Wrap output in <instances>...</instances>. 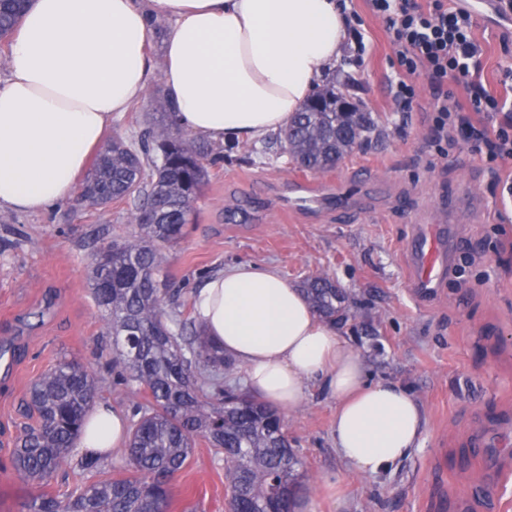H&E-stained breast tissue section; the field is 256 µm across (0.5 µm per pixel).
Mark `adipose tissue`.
Masks as SVG:
<instances>
[{
	"label": "adipose tissue",
	"mask_w": 512,
	"mask_h": 512,
	"mask_svg": "<svg viewBox=\"0 0 512 512\" xmlns=\"http://www.w3.org/2000/svg\"><path fill=\"white\" fill-rule=\"evenodd\" d=\"M171 28L163 78L178 125L221 142L285 127L347 46L339 0H31L0 79V210L73 198L90 153L152 80L153 22ZM203 336L245 371L249 391L294 410L308 382L336 399L338 455L356 473L390 470L418 448L426 419L403 386L369 380L360 355L275 270L239 264L193 294ZM127 420L95 411L84 454L122 447Z\"/></svg>",
	"instance_id": "ef3b65f1"
}]
</instances>
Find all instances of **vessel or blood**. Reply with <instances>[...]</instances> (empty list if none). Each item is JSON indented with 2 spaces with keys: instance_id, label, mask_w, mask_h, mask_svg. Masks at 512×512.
Wrapping results in <instances>:
<instances>
[{
  "instance_id": "1",
  "label": "vessel or blood",
  "mask_w": 512,
  "mask_h": 512,
  "mask_svg": "<svg viewBox=\"0 0 512 512\" xmlns=\"http://www.w3.org/2000/svg\"><path fill=\"white\" fill-rule=\"evenodd\" d=\"M288 206L294 210L317 212L333 208L344 214L349 210V201L344 193L333 195L317 194L311 191L307 179L294 176L288 188ZM416 226L405 247L413 258V274L416 288L429 293L438 287L448 267V250L441 224L429 220L424 214L416 213L410 218Z\"/></svg>"
}]
</instances>
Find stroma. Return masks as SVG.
Masks as SVG:
<instances>
[{"label":"stroma","instance_id":"stroma-1","mask_svg":"<svg viewBox=\"0 0 512 512\" xmlns=\"http://www.w3.org/2000/svg\"><path fill=\"white\" fill-rule=\"evenodd\" d=\"M358 14L372 51L347 52L333 80L338 92L369 112L381 135L330 173L353 212H282L296 170L280 145L260 139L225 152L209 166L195 214L178 243L161 251L171 287L190 298L208 276L239 263L276 269L289 281L327 275L348 297L339 333L365 359L372 380L402 385L420 402L426 425L419 448L386 476L355 474L332 438L333 396L310 383L286 413L288 439L311 476L304 495L338 481L347 512H512V202H501L495 174L463 140L447 155L432 143L435 91L418 84L413 112L399 114L391 96L392 46L366 0H345ZM483 78L499 91V69L512 64V21L476 17ZM166 102L162 72L145 97L113 118L105 139L135 140ZM466 192L471 215L451 225L448 274L431 294L413 282L402 243L412 233L407 210L434 212ZM247 209L248 218L228 220ZM135 205L89 208L76 200L40 212L0 211V339H12L0 368V512H26L41 495L63 497L126 473L127 451H113L97 473L70 461L42 485L11 466L17 437L34 425L30 383L62 358L107 375L109 328L89 288L95 252L132 238ZM170 512H228L224 457L200 440L173 482Z\"/></svg>","mask_w":512,"mask_h":512}]
</instances>
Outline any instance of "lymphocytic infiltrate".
Segmentation results:
<instances>
[{
	"instance_id": "f902f5d3",
	"label": "lymphocytic infiltrate",
	"mask_w": 512,
	"mask_h": 512,
	"mask_svg": "<svg viewBox=\"0 0 512 512\" xmlns=\"http://www.w3.org/2000/svg\"><path fill=\"white\" fill-rule=\"evenodd\" d=\"M372 13L383 20L396 57L390 82L399 112L412 111L416 77L435 88L431 105L438 138L462 136L491 163L512 158V121H499L512 112V102L495 95L477 76L481 48L473 38V17L447 0H368ZM464 85L465 99L448 94V85Z\"/></svg>"
}]
</instances>
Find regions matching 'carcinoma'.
Masks as SVG:
<instances>
[{
  "mask_svg": "<svg viewBox=\"0 0 512 512\" xmlns=\"http://www.w3.org/2000/svg\"><path fill=\"white\" fill-rule=\"evenodd\" d=\"M23 9V0H0L1 40L14 33ZM376 134L370 113L325 86L295 114L280 142L294 166L323 172L372 144ZM223 159L221 150L183 140L166 112L162 128L145 131L138 147L113 139L81 185L79 203L93 208L137 200L136 238L100 248L89 281L112 331L113 384L142 390L149 399L135 405L128 476L101 480L63 499L43 495L31 512H169L170 481L199 437L224 455L230 512H280L306 477L284 433V418L246 393L224 389L229 363L179 310L181 293L163 279L159 247L182 237L207 178L206 164ZM304 290L320 316L336 321L347 297L332 280L314 275ZM101 383L92 369L67 359L31 382L38 421L13 453L20 479L45 482L72 457Z\"/></svg>",
  "mask_w": 512,
  "mask_h": 512,
  "instance_id": "1",
  "label": "carcinoma"
}]
</instances>
